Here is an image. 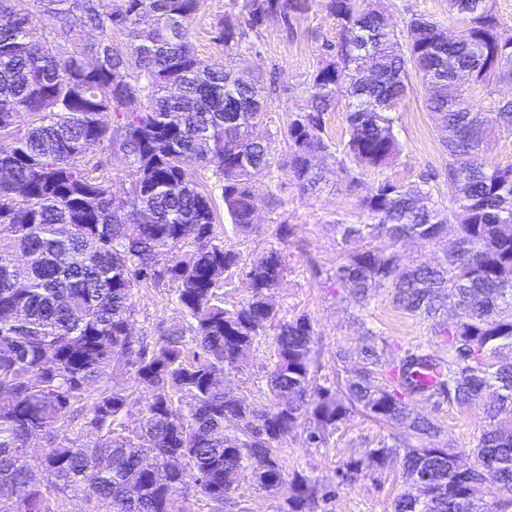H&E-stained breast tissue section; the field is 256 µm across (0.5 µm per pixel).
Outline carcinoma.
<instances>
[{"instance_id": "1", "label": "carcinoma", "mask_w": 512, "mask_h": 512, "mask_svg": "<svg viewBox=\"0 0 512 512\" xmlns=\"http://www.w3.org/2000/svg\"><path fill=\"white\" fill-rule=\"evenodd\" d=\"M21 2L0 0V169L10 174L0 180V341L12 344L0 348V394H11L9 406L0 404V501H14L13 512H53L49 492H82L105 512H180L174 490L191 486L209 512H224L237 505L246 472L266 491L289 482L281 512H310L328 481L288 472V432L309 421L310 440L321 443L352 413L380 424L410 417L407 398L419 395L459 407L485 401L472 468L459 470L454 444L432 442L440 426L415 416L347 462L344 475L401 470L407 488L393 512H508L512 361L496 354L512 350V166L488 162L484 148L494 126H512V103L477 110L466 87L512 65L493 0H449L466 21L454 41L424 14L399 30L377 0H327L336 44L301 84L303 103L279 128L287 151L278 159L263 128L273 90L236 80L233 68L209 64L193 47L205 0H113L108 11L95 0H41L48 29ZM306 8L305 0H243L245 21L225 16L218 39L231 51L269 20ZM411 69L431 86L428 107L447 133L448 155L472 159L467 168L448 163L457 210L439 207L425 180L378 182L359 196L370 223L341 225L342 238H383L387 248L349 252L331 279L363 309L387 289L397 309L448 338V359L415 348L392 367L388 344L373 341L353 378L317 385L310 317L284 319L273 302L281 252L248 261L225 246L212 198L191 171L215 175L230 225L246 238L257 231L252 213L275 205L254 192L257 172L275 165L306 193L325 180L309 159L331 153L326 115L343 100L347 141L336 173L354 194L359 171L401 156L395 123ZM14 112L27 114L24 127L10 121ZM90 141L134 170L120 209L103 163L82 157ZM450 222L458 232L448 240ZM420 244L438 255L401 266V252ZM218 268L251 277L248 298L227 300ZM148 286L169 288L183 315L152 344L129 330L135 295ZM450 306L452 325L443 319ZM270 330L267 386L277 402L258 408L232 379ZM112 362L149 392L135 427L124 391L104 387L83 401ZM423 365L438 369L431 384L418 380ZM80 416L95 441L59 434ZM36 467L49 487L30 484ZM424 471L437 492L414 481ZM489 481L500 491L493 504L481 496Z\"/></svg>"}]
</instances>
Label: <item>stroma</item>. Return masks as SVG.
<instances>
[{"label":"stroma","mask_w":512,"mask_h":512,"mask_svg":"<svg viewBox=\"0 0 512 512\" xmlns=\"http://www.w3.org/2000/svg\"><path fill=\"white\" fill-rule=\"evenodd\" d=\"M327 0H309L304 12L275 19L248 42L233 52H226L218 41L216 23L225 14L240 15L233 0H206L196 21L193 43L199 55L214 65L233 59L237 70L263 79H276L280 90L274 95L264 122L269 132H276L286 122L290 111L302 103L297 89L320 64L327 44L336 40V22L326 9ZM396 25H403L413 15L423 14L442 29L460 31L461 16L450 11L448 0H381ZM430 88L418 74H411L407 95L399 112L395 133L402 146L396 165L382 170H367L362 175L364 188L391 179L405 184L420 183L431 175L430 188L439 206L454 209L455 200L448 190L445 172L449 156L433 112L428 108ZM327 131L333 154L324 164L331 173L325 184L313 193H304L290 175L273 168L258 172L253 188L259 196H276L281 204L275 209L258 211L256 234L242 238L235 235L227 219L218 228L224 233L225 245L250 259L267 248H278L286 269L274 302L282 317L308 314L316 332L321 368L317 383L331 385L337 376H352L359 367V353L371 337L389 343L386 359L398 361L406 349L420 347L440 358H447L445 337L433 336L427 322L410 317L392 303L387 289L377 291L368 310H360L349 294L334 286L331 275L353 246L343 243L340 227L364 224L368 216L357 196L345 190L332 170L336 158L342 157L346 142V106L338 104L327 117ZM287 226V236H280V226ZM183 317L172 302L168 289L143 288L135 298L132 316L134 332L156 336L158 325L182 323ZM273 362V340L247 351L245 367L236 374L239 395L257 407L271 404L273 397L266 386V376ZM413 412L436 420L442 438L452 440L459 451L460 465H470L471 448L483 429V405L467 407L442 401L434 403L421 396L411 397ZM406 424L394 421L380 424L354 414L339 424L327 442L313 445L308 428L301 425L289 432L282 447L289 470L308 475L326 476L333 481L335 492L321 502L317 512H390L394 498L405 488L401 473L390 471L356 481L346 480L343 471L348 461L376 447L390 434L405 430ZM290 494L289 486L269 493L254 485L249 475L238 479L237 495L246 512H280Z\"/></svg>","instance_id":"35a3bbf8"}]
</instances>
